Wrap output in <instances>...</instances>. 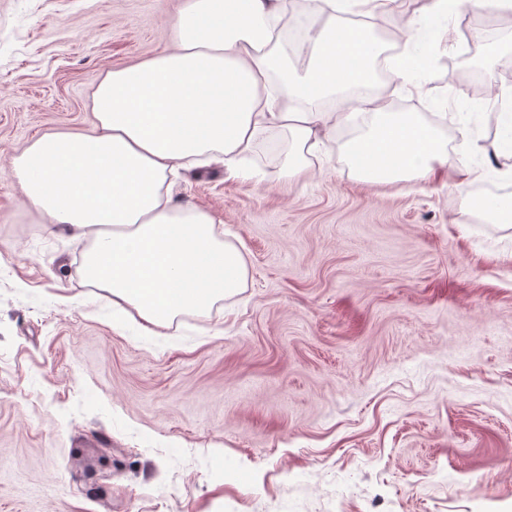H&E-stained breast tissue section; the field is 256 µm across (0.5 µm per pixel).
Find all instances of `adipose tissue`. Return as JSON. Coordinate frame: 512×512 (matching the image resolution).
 Wrapping results in <instances>:
<instances>
[{
  "mask_svg": "<svg viewBox=\"0 0 512 512\" xmlns=\"http://www.w3.org/2000/svg\"><path fill=\"white\" fill-rule=\"evenodd\" d=\"M347 1L366 16L393 2L313 0L324 24L292 54L304 72L288 68L279 85L271 73L289 55L277 30L288 0H184L168 48L93 83L89 132L42 135L12 158L27 209L89 240V284L158 328L245 288L241 242L226 237L211 212L174 204L166 181L203 161L242 175L240 160L264 133L286 136L288 177L306 173L307 154L348 124L359 132L343 152L360 179L402 182L447 163V141L414 113L374 101L365 112L326 109L337 92L373 78L368 62L380 54L366 29L337 25Z\"/></svg>",
  "mask_w": 512,
  "mask_h": 512,
  "instance_id": "1",
  "label": "adipose tissue"
}]
</instances>
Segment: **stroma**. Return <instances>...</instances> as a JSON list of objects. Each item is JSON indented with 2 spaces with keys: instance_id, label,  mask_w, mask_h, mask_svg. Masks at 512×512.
<instances>
[{
  "instance_id": "35a3bbf8",
  "label": "stroma",
  "mask_w": 512,
  "mask_h": 512,
  "mask_svg": "<svg viewBox=\"0 0 512 512\" xmlns=\"http://www.w3.org/2000/svg\"><path fill=\"white\" fill-rule=\"evenodd\" d=\"M183 0H0V512H512V196L490 146L512 17L462 6L474 52L405 107L448 141L407 183L356 180L340 134L310 170L181 172L175 203L245 247L246 288L166 328L84 284L85 242L39 224L9 174L85 132L106 70L165 48ZM468 205L471 209L490 217L507 214L512 217V197L505 196L497 199L469 198Z\"/></svg>"
}]
</instances>
